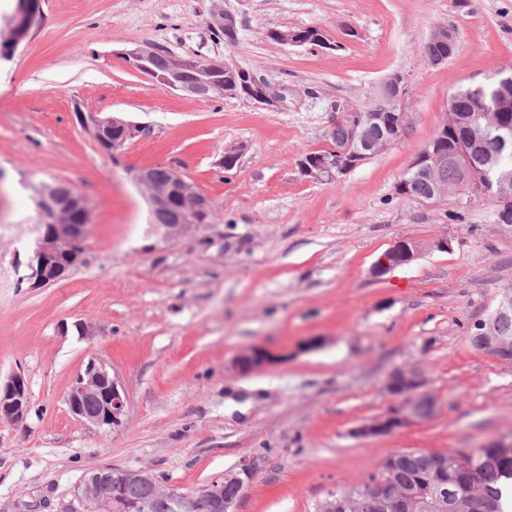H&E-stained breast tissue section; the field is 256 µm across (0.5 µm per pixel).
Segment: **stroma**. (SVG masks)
<instances>
[{"label": "stroma", "instance_id": "stroma-1", "mask_svg": "<svg viewBox=\"0 0 512 512\" xmlns=\"http://www.w3.org/2000/svg\"><path fill=\"white\" fill-rule=\"evenodd\" d=\"M37 27L0 54V376L30 386L24 424L0 421V512H87L93 468L146 469L188 494L254 460L235 512H315L327 492L368 480L396 452L472 453L512 434V361L475 349L468 328L512 287V226L491 202L399 194L459 87L512 67V0H41ZM355 36H344L343 25ZM459 49L435 67L434 26ZM315 26L331 48L283 45L272 29ZM227 60L263 77L275 107L199 101L131 68L137 43ZM408 90L401 132L335 182H310L299 158L328 148L348 109L392 74ZM144 126L117 158L100 152L75 107ZM240 151L232 170L219 162ZM177 166L212 221L174 240L154 229L131 179ZM61 182L92 214L81 263L33 290L34 188ZM451 249H432L438 237ZM422 251L377 277L397 241ZM83 319L80 338L63 324ZM315 348H308L309 340ZM260 346L274 359L230 368ZM96 357L119 375L126 419L76 420L67 394ZM420 369L439 401L430 418L378 437L362 424L402 407L383 384Z\"/></svg>", "mask_w": 512, "mask_h": 512}]
</instances>
